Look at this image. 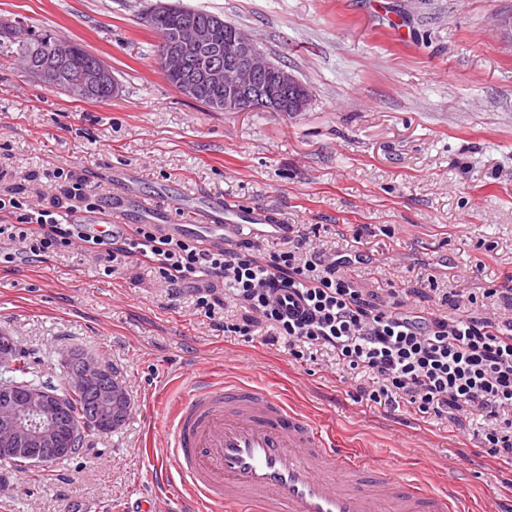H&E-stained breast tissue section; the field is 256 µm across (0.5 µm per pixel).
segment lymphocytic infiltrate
<instances>
[{
  "label": "lymphocytic infiltrate",
  "instance_id": "1",
  "mask_svg": "<svg viewBox=\"0 0 512 512\" xmlns=\"http://www.w3.org/2000/svg\"><path fill=\"white\" fill-rule=\"evenodd\" d=\"M0 211L16 218L0 224V240L19 244L22 256H46L78 240L105 249L115 266L136 258L172 297L190 295L195 311L211 320H217L214 293L223 289L226 300L256 313L217 320L225 334L261 336L263 345L285 347L297 360L330 352L338 365L372 380L368 401L459 425L482 420L487 455L512 462V315H440L399 299L369 305L347 273L351 254L313 247L303 233L266 246L258 257L250 246L215 251L162 235L152 224L114 235L27 211L11 197H0Z\"/></svg>",
  "mask_w": 512,
  "mask_h": 512
}]
</instances>
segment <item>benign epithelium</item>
<instances>
[{"label":"benign epithelium","instance_id":"obj_1","mask_svg":"<svg viewBox=\"0 0 512 512\" xmlns=\"http://www.w3.org/2000/svg\"><path fill=\"white\" fill-rule=\"evenodd\" d=\"M223 23L212 14L201 20L193 12H185L180 39L162 50L167 71L179 78L181 94L191 98L201 84L224 86V112H245L264 109L296 116L306 111L312 98L311 89L301 82L287 66L268 58L257 42L244 31L220 46L212 42V29ZM30 74L46 87L59 81V68L47 49ZM105 88L111 96L120 93L104 64L87 67L77 80L68 85V92L84 97ZM68 371L76 370L85 383L70 394L91 391L95 395L92 416L85 419L83 430L103 425L116 430L132 410L124 385L111 372L109 365L86 353L74 350L65 356ZM18 365V351L13 337L0 332V366ZM68 396L53 393L41 386L22 385L15 397L0 404V450L6 454L23 455L33 448H50L64 453L60 447L65 431L62 412Z\"/></svg>","mask_w":512,"mask_h":512}]
</instances>
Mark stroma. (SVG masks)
Wrapping results in <instances>:
<instances>
[{"label":"stroma","mask_w":512,"mask_h":512,"mask_svg":"<svg viewBox=\"0 0 512 512\" xmlns=\"http://www.w3.org/2000/svg\"><path fill=\"white\" fill-rule=\"evenodd\" d=\"M249 32L310 86L306 112H222L184 97L158 64L147 0H0L23 22L80 43L112 70L105 103L52 91L0 59V193L72 224L112 218V175L169 210L171 193L263 207L329 248H352L365 295L406 293L444 313L443 288L482 292L512 277V0H181ZM82 186L97 207L74 198ZM64 388L63 354L100 358L132 411L47 467L0 465V512H124L153 496L169 408L191 376L249 381L285 396L341 449L363 452L483 512L512 507V465L457 426L360 399L329 358L224 335L186 298L169 300L140 261L113 274L95 252L0 259V330Z\"/></svg>","instance_id":"obj_1"}]
</instances>
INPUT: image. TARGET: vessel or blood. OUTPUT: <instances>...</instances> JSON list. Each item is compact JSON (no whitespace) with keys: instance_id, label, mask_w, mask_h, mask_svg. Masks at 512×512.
Segmentation results:
<instances>
[{"instance_id":"obj_1","label":"vessel or blood","mask_w":512,"mask_h":512,"mask_svg":"<svg viewBox=\"0 0 512 512\" xmlns=\"http://www.w3.org/2000/svg\"><path fill=\"white\" fill-rule=\"evenodd\" d=\"M172 208L188 223L160 224L161 234L185 235L209 249L235 241L286 239L289 230L266 209L230 203ZM177 473L187 512H452L453 496L370 459L335 448L319 425L280 395L244 381L217 386L197 376L168 420L163 448Z\"/></svg>"}]
</instances>
